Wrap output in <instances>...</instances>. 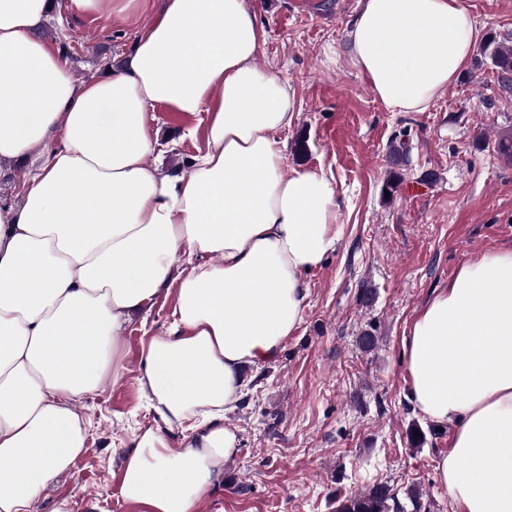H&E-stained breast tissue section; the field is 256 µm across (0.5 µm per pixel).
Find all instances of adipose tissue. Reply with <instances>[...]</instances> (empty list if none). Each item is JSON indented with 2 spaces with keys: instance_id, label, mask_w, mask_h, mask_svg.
Instances as JSON below:
<instances>
[{
  "instance_id": "adipose-tissue-1",
  "label": "adipose tissue",
  "mask_w": 512,
  "mask_h": 512,
  "mask_svg": "<svg viewBox=\"0 0 512 512\" xmlns=\"http://www.w3.org/2000/svg\"><path fill=\"white\" fill-rule=\"evenodd\" d=\"M53 6L0 0V163L32 170L0 199V512H33L72 468L116 336L171 285L172 324L141 346L157 424L131 437L121 493L132 512H202L239 451L224 415L245 369L278 359L336 247L337 191L285 165L295 92L258 66L249 0H162L121 66L82 83L38 36ZM482 36L463 0H364L346 48L389 111L423 112ZM157 106L207 115L184 175L149 160ZM404 353L415 411L455 426L438 476L460 512H512V246L462 265Z\"/></svg>"
}]
</instances>
